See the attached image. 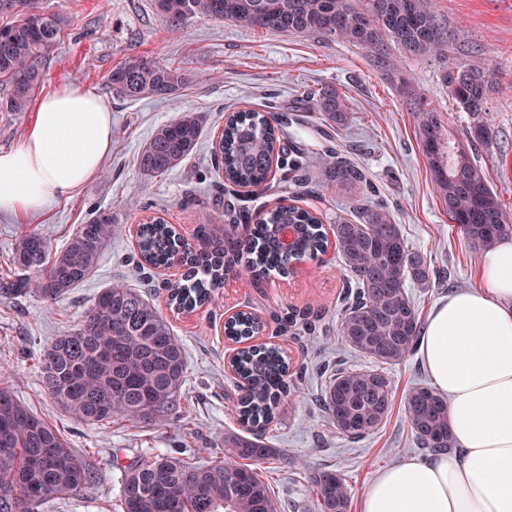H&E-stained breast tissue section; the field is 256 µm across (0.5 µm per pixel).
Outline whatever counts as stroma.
I'll list each match as a JSON object with an SVG mask.
<instances>
[{"instance_id":"1","label":"stroma","mask_w":512,"mask_h":512,"mask_svg":"<svg viewBox=\"0 0 512 512\" xmlns=\"http://www.w3.org/2000/svg\"><path fill=\"white\" fill-rule=\"evenodd\" d=\"M43 7L61 17L63 29L38 93L44 96L60 83L76 82L108 100L112 147L100 174L72 197L24 218L0 212V279L17 276L11 260L25 233L37 232L51 249H59L77 224L100 207L111 209L119 229L91 276L53 308L33 295L0 293V362L10 366L0 380L54 425L98 473L95 486L53 500L45 512H111L122 480L112 467L116 448L127 458H145L156 450L176 454L184 448L200 462L223 458L225 433L239 429L233 414L238 379L227 368L235 346L224 336V318L235 311L266 321L262 340L281 347L297 390L281 403L267 434L275 455L263 476L278 503L292 504L293 512H314L309 476L323 467L343 473L357 496L378 471L422 457L404 412L406 393L431 382L420 354L387 367L393 406L373 433L356 440L339 435L315 402L335 367L370 365L336 335L347 282L334 251L305 261L288 276L273 271L255 280L240 273L216 291L213 305L174 315L164 288L171 276L161 269H140L132 230L136 217L158 215L189 237L198 225H224L227 206L253 217L277 205L286 195L281 170H273L261 187H237L219 177L210 155L225 113L270 111L279 117L283 142L304 161L333 149L363 171L375 202L387 208L409 247L424 254L435 272L428 287L407 286L421 318H428L442 298L482 285L483 253L453 227L434 191L415 114L403 92L404 85H411L418 99L440 114L445 132L463 137L471 118L458 109L441 80L442 62L395 48V69L386 74L370 66L362 47L312 34L270 33L207 17L192 18L174 31L157 14L153 0H43ZM434 7L459 33L448 46L449 58L488 68L494 77L496 89L484 115L493 135L475 158L512 213V93L499 90L500 84L512 83V0H434ZM133 53L194 69L204 79L163 100L120 101L109 91L106 76ZM324 85L335 86L347 98L341 125L327 126L300 99L304 89ZM190 110L203 126L195 155L170 173L143 174L136 163L142 146L159 125ZM294 202L317 209L328 228L337 217L354 215L351 197L340 187L322 191L311 182L297 188ZM115 282L142 291L167 316L186 349V390L159 424L119 416L103 425L79 422L65 415L42 386L39 350L74 330L101 289ZM293 309L307 311L309 325L280 332L276 315Z\"/></svg>"}]
</instances>
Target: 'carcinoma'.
<instances>
[{"label": "carcinoma", "instance_id": "cac0c4a2", "mask_svg": "<svg viewBox=\"0 0 512 512\" xmlns=\"http://www.w3.org/2000/svg\"><path fill=\"white\" fill-rule=\"evenodd\" d=\"M0 112H25L43 82L46 58L58 42L62 20L43 12L41 0H0ZM171 27L196 16L229 21L274 33L315 34L364 48L372 66H393L389 46L414 57L442 61V81L460 111L478 118L465 140L444 133L440 115L417 100L412 89L417 134L432 182L465 238L489 250L512 232V219L492 190L474 151L492 138L482 120L490 92L489 70L458 66L448 58L455 33L438 15L433 0H154ZM199 74L154 58L131 54L112 68L107 84L127 101L165 99L194 82ZM312 111L326 124H340L346 107L335 88L325 86L306 95ZM271 112H235L224 122L212 153L224 180L235 186L263 185L273 171L279 140ZM202 137L200 117L191 112L158 126L137 155L147 175L167 174L196 151ZM320 186L340 185L354 197L359 220L338 218L328 236L319 213L290 203L265 212L240 230L224 225V238L202 224L194 240L158 216L141 223V264L164 268L181 260V278L165 285L170 306L192 312L209 306L213 292L227 275L242 267L254 276L271 270L287 272L293 262L328 251L329 239L344 271L356 288L341 317L338 336L345 346L379 365H393L418 349L422 323L406 282L428 287L426 258L409 248L400 225L376 203L362 199L370 189L365 175L336 159L322 156L317 167ZM279 224H294L292 249L276 238ZM116 232L110 209H97L59 251L39 234H24L13 255L14 266L32 276L0 281V292L36 294L46 306L62 300L97 267ZM264 324L241 312L225 327L229 339L243 345L237 376L242 395L235 406L239 433L224 435V459L209 464L159 453L147 460L123 462L112 454V466L123 473L119 496L122 512H277L261 475V465L275 453L264 431L280 403L291 394L288 365L280 348L248 344ZM43 384L57 406L76 421L109 423L121 415L136 423L154 424L172 409L188 381L185 348L170 323L136 288L114 283L103 289L76 328L54 338L40 351ZM392 386L380 369L336 371L317 399L337 433L354 439L377 429L389 415ZM404 409L418 448L432 453L456 447L448 424V401L427 385L412 388ZM0 512H43L55 497L87 488L95 472L62 433L18 401L0 384ZM315 512H350L351 492L344 476L328 468L310 474Z\"/></svg>", "mask_w": 512, "mask_h": 512}]
</instances>
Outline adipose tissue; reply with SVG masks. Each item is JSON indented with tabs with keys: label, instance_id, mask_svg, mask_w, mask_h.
Listing matches in <instances>:
<instances>
[{
	"label": "adipose tissue",
	"instance_id": "1",
	"mask_svg": "<svg viewBox=\"0 0 512 512\" xmlns=\"http://www.w3.org/2000/svg\"><path fill=\"white\" fill-rule=\"evenodd\" d=\"M109 103L63 83L38 104L20 147L0 152V210L28 216L101 171ZM481 288L435 304L419 352L449 407L453 451L381 471L358 512H512V240L484 253Z\"/></svg>",
	"mask_w": 512,
	"mask_h": 512
}]
</instances>
